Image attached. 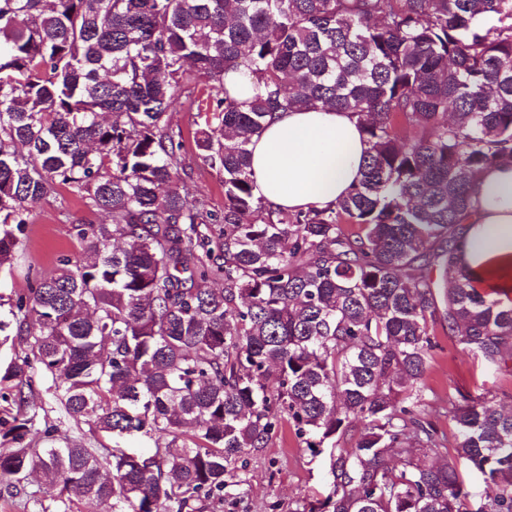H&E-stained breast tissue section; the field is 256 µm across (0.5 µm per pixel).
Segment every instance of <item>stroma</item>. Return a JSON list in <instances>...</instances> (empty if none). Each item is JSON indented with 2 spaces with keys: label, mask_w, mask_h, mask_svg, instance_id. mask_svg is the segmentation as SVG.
Masks as SVG:
<instances>
[{
  "label": "stroma",
  "mask_w": 512,
  "mask_h": 512,
  "mask_svg": "<svg viewBox=\"0 0 512 512\" xmlns=\"http://www.w3.org/2000/svg\"><path fill=\"white\" fill-rule=\"evenodd\" d=\"M169 119L171 128L181 131L185 143V192L204 199L208 210L223 212L221 176L192 143L198 119L193 97L177 91ZM103 220V215L91 210L80 195L64 187L37 203L13 269L0 272V321H11L16 292L49 276L59 257L79 251L75 225ZM436 340L438 346L431 353L424 377V405L428 420L440 434L449 437L455 431L448 416L449 398L486 391L497 396L511 394L512 373L485 368L444 334H437ZM32 389L38 404L34 418L37 429L51 426L56 438H75L92 448L111 447L110 437L91 432L84 421L62 413L51 378L34 374ZM329 464L328 455L313 456L289 425H282L267 447L245 455L244 466L238 471L239 485L227 487L223 501L212 502L209 512H308L329 491ZM59 508L56 491L41 479L29 478L17 489L0 482V512H58Z\"/></svg>",
  "instance_id": "1"
}]
</instances>
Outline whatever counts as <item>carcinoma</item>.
Here are the masks:
<instances>
[{"label":"carcinoma","instance_id":"cac0c4a2","mask_svg":"<svg viewBox=\"0 0 512 512\" xmlns=\"http://www.w3.org/2000/svg\"><path fill=\"white\" fill-rule=\"evenodd\" d=\"M239 68L263 88L245 101L224 85ZM200 87L220 217L182 194L169 129L176 90ZM320 106L358 117L362 177L327 209L274 211L249 145L273 113ZM508 161L512 0H0V270L59 187L110 219L75 226L81 251L13 304L0 480L40 473L60 512H205L286 417L329 454L309 512H512V412L448 399L457 456L493 487L473 508L433 462L447 448L422 399L438 326L512 370V306L462 260L475 177ZM36 367L112 449L33 429ZM135 433L149 452L122 447Z\"/></svg>","mask_w":512,"mask_h":512}]
</instances>
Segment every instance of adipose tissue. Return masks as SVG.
Listing matches in <instances>:
<instances>
[{"label": "adipose tissue", "mask_w": 512, "mask_h": 512, "mask_svg": "<svg viewBox=\"0 0 512 512\" xmlns=\"http://www.w3.org/2000/svg\"><path fill=\"white\" fill-rule=\"evenodd\" d=\"M369 144L359 120L331 107L279 112L253 138L254 192L275 209H324L362 176ZM472 230L464 255L469 270L512 285V163L476 177Z\"/></svg>", "instance_id": "1"}]
</instances>
